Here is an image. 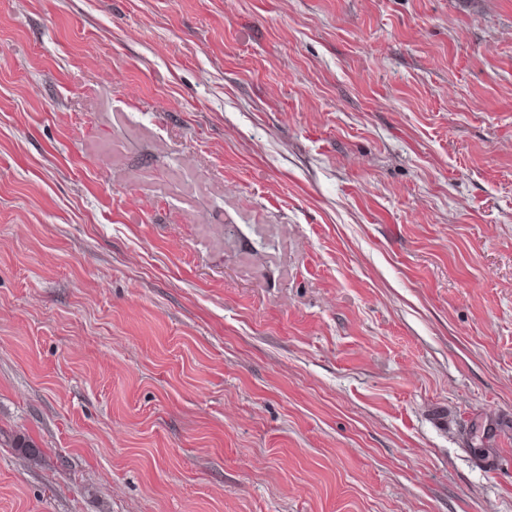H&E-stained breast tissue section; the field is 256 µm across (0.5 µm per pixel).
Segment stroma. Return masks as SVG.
<instances>
[{
  "label": "stroma",
  "instance_id": "1",
  "mask_svg": "<svg viewBox=\"0 0 512 512\" xmlns=\"http://www.w3.org/2000/svg\"><path fill=\"white\" fill-rule=\"evenodd\" d=\"M0 512H512V0H0Z\"/></svg>",
  "mask_w": 512,
  "mask_h": 512
}]
</instances>
